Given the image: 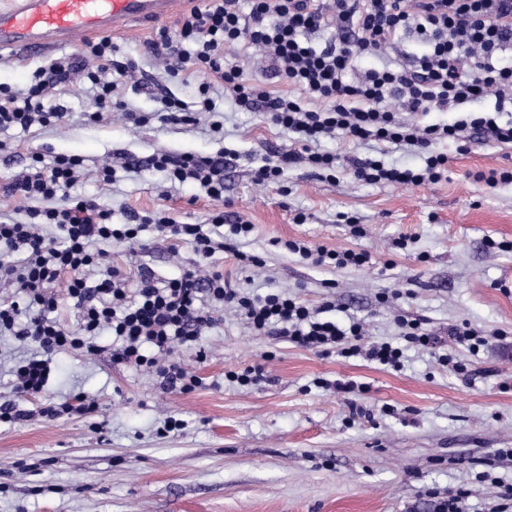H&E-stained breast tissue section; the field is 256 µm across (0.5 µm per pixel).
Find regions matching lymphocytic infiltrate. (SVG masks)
Returning a JSON list of instances; mask_svg holds the SVG:
<instances>
[{
  "instance_id": "f902f5d3",
  "label": "lymphocytic infiltrate",
  "mask_w": 512,
  "mask_h": 512,
  "mask_svg": "<svg viewBox=\"0 0 512 512\" xmlns=\"http://www.w3.org/2000/svg\"><path fill=\"white\" fill-rule=\"evenodd\" d=\"M408 38L418 47L409 56L400 49ZM149 48L164 60L168 74L214 75L241 107L266 113L274 125L294 134L300 150L265 159L255 172L260 185L278 182L288 166L302 161L335 169L337 155L311 148L323 136L419 149L425 163L420 170L370 157L350 161L355 180L403 186L444 177L448 156L433 152L436 142L451 140L464 151L487 134L512 144V118L502 117L512 105V0H250L246 13L239 0H205L175 30H159ZM228 50L244 58L260 55L269 78L256 79L244 66L225 64ZM88 55L85 62L69 56L38 67L24 99L0 86V130L64 124L66 112L45 110L43 100L76 71L95 90L94 121L121 112L136 126L153 119L192 126L198 112L212 109L211 86L203 82L197 87L199 111L170 96L154 113L127 111L122 82L127 70L113 59L111 41L90 44ZM363 59L371 60V67L358 69ZM489 99L493 111L475 115V105ZM422 112H455L459 118L424 126L418 120ZM152 164L169 179L196 182L212 199L224 197L221 159L159 154ZM80 167L74 157H55L49 166L37 158L9 186L29 206L25 220L0 221V284L15 289L0 303V335L32 341L40 349L15 370L20 390L44 391L53 355L69 349L95 353L89 338L106 329L118 341L114 362L154 369L165 386L191 392L202 379L172 353L197 341L214 325V310L226 306L257 332L400 368V347L388 341L362 347V324L340 325L329 318V305L316 311L285 292L254 299L232 287L214 261L225 244L202 225L175 223L163 210L151 216L130 210L125 223H113L111 211L95 199L71 195ZM148 224L164 239L190 245L193 267L159 284L149 269L133 280L112 265L107 246L137 242ZM286 247L317 266L360 268L371 260L362 250H330L303 240ZM59 286L79 310L82 335L69 333L56 316L53 290Z\"/></svg>"
}]
</instances>
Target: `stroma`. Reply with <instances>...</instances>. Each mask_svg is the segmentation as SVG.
Segmentation results:
<instances>
[{
	"mask_svg": "<svg viewBox=\"0 0 512 512\" xmlns=\"http://www.w3.org/2000/svg\"><path fill=\"white\" fill-rule=\"evenodd\" d=\"M164 25L135 24L112 34L114 58L130 74L128 110L151 112L172 95L196 100L195 81L167 77L147 45ZM86 37L56 46L48 55L0 52V83L25 88L46 59L84 53ZM213 111L197 126L177 129L151 122L132 126L120 113L93 123L90 82L72 74L53 98L68 113L58 127L0 131V217H22L28 203L9 196L8 185L32 156L51 164L76 155L85 176L72 195L90 196L120 224L127 210L166 211L176 223H206L212 211L254 226L241 241L260 257L239 269L231 252L216 263L232 283L257 295L294 294L311 307L333 302V318L365 324V343L390 340L399 318L426 319L436 349L410 347L400 370L362 357L323 354L259 334L227 308L196 345L176 356L203 379L189 393L163 389L155 372L111 360L112 335L101 332L99 352H60L53 357L47 389L19 392L12 369L31 356L33 343L0 337V405L13 404L26 420L0 423V512H437L438 494L462 487L461 512H512L503 500L512 485V251H490L487 240L512 243V183L488 187L476 175L512 168V144L484 138L459 153L454 143H435L448 156V176L419 186L365 184L353 179L349 161L371 156L390 166H422L406 148L345 136L322 141L336 153L334 178L304 163L281 181L259 185L254 171L265 158L293 149L287 131L265 113L241 110L212 92ZM221 132H211L212 122ZM159 153L224 157V197L212 200L193 182L170 184L151 164ZM111 163V184L96 173ZM358 217L354 235L340 213ZM408 246L396 248L398 239ZM137 246H111L112 260L127 273L148 264L156 282L191 267L189 245L172 247L147 230ZM304 240L331 250L362 249L364 267H316L287 251ZM393 294L380 302L379 293ZM462 323L489 339L470 352L449 337ZM205 361H198V352ZM448 354L469 376L441 365ZM261 364L264 381L242 387L224 374ZM354 382L344 395L319 380ZM94 399L86 415L49 418L44 407L75 394ZM183 421L167 431V417Z\"/></svg>",
	"mask_w": 512,
	"mask_h": 512,
	"instance_id": "obj_1",
	"label": "stroma"
}]
</instances>
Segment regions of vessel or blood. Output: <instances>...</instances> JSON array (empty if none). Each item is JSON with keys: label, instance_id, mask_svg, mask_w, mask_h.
I'll return each mask as SVG.
<instances>
[{"label": "vessel or blood", "instance_id": "1", "mask_svg": "<svg viewBox=\"0 0 512 512\" xmlns=\"http://www.w3.org/2000/svg\"><path fill=\"white\" fill-rule=\"evenodd\" d=\"M183 0H10L0 9V50L39 54L89 33L167 20Z\"/></svg>", "mask_w": 512, "mask_h": 512}]
</instances>
